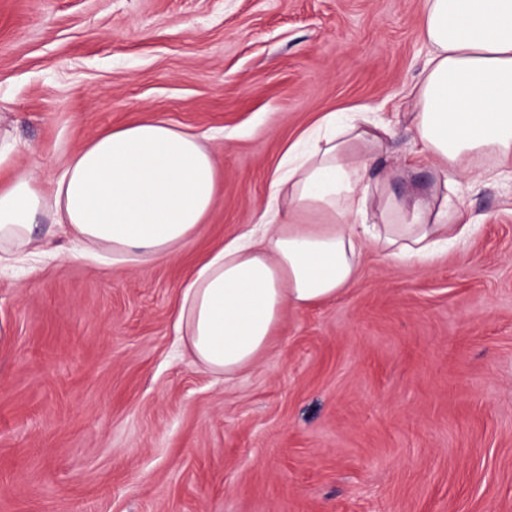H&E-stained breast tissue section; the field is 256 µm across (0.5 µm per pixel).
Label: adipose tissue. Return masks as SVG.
Wrapping results in <instances>:
<instances>
[{
	"label": "adipose tissue",
	"mask_w": 512,
	"mask_h": 512,
	"mask_svg": "<svg viewBox=\"0 0 512 512\" xmlns=\"http://www.w3.org/2000/svg\"><path fill=\"white\" fill-rule=\"evenodd\" d=\"M425 60L409 96L413 154L433 183L405 193L369 169L391 121L325 118L288 150L266 206L214 251L182 290L178 334L197 363L233 380L276 336L285 311L335 299L362 251L432 262L476 230L463 187L512 178V0H425ZM218 156L197 135L148 118L72 152L51 189L34 171L0 187V265L37 255L41 231L75 242L69 259L109 251L120 260H169L205 223L219 192ZM49 217L41 228L40 217Z\"/></svg>",
	"instance_id": "ef3b65f1"
}]
</instances>
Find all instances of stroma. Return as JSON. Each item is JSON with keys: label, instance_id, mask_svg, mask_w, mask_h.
Here are the masks:
<instances>
[{"label": "stroma", "instance_id": "obj_1", "mask_svg": "<svg viewBox=\"0 0 512 512\" xmlns=\"http://www.w3.org/2000/svg\"><path fill=\"white\" fill-rule=\"evenodd\" d=\"M424 0H0V180L144 118L220 158L173 260L0 271V512H512V182L464 191L479 231L431 264L365 249L341 296L285 312L234 380L179 350L184 284L264 208L331 112L411 150Z\"/></svg>", "mask_w": 512, "mask_h": 512}]
</instances>
